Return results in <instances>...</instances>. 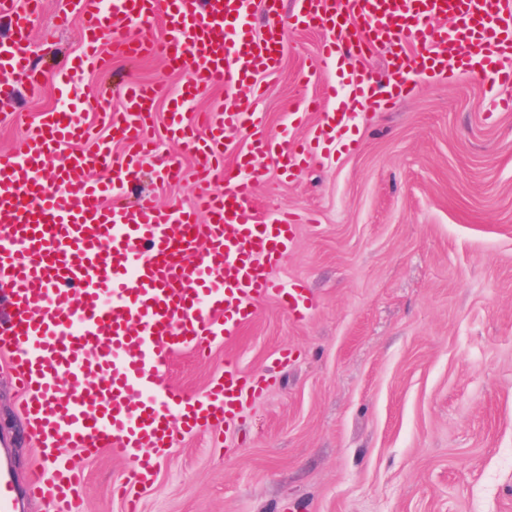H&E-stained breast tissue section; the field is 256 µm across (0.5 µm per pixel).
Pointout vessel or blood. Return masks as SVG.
Returning a JSON list of instances; mask_svg holds the SVG:
<instances>
[{"mask_svg":"<svg viewBox=\"0 0 512 512\" xmlns=\"http://www.w3.org/2000/svg\"><path fill=\"white\" fill-rule=\"evenodd\" d=\"M255 0H66L58 26L78 17L84 52L63 66L53 86L66 109L42 112L21 147L0 152V288L10 315L0 321V353L23 392L28 429L40 441L49 479L33 475L26 492L52 498L58 512H86L83 477L65 451L93 456L109 450L128 465L135 483L153 484L156 466L178 436L215 426L225 441L237 436L242 408L268 384L269 373L244 371L225 356L224 371L198 393L163 385L170 357L188 350L209 353L251 322L259 301L277 296L291 317L305 318L311 303L303 285L284 288L271 276L296 242L289 212L267 217L250 204L266 175L265 157L281 160L284 176L306 166L320 148L353 125L350 112H329L335 84L322 88L306 111L321 121L311 138L294 143L268 136L262 113L242 104L200 111L196 98L216 87H262L258 74L277 68L285 27L270 15L252 40L239 38L238 23ZM41 0H0L10 34L0 40V95L35 90L42 80L32 58L29 24ZM164 21L160 33L127 34L120 24ZM294 20L323 28L320 57L340 70L362 107L392 103L412 93L426 69L447 71L449 61L498 66L512 55V0H295ZM450 19L456 34L443 37L432 23ZM109 48H102L104 35ZM380 43L409 45L398 56L391 88L379 92L355 53ZM191 58L184 88L129 81L121 108L101 113L110 137H95L85 113L96 108L94 91L78 92L89 67L112 55ZM167 99L168 133L197 162L195 199L161 209L146 196L129 199L153 154V109ZM249 131L250 148L238 158L239 174L224 172V132ZM126 151L114 157L113 142ZM63 163L49 159L61 147ZM224 191H210L216 173Z\"/></svg>","mask_w":512,"mask_h":512,"instance_id":"vessel-or-blood-1","label":"vessel or blood"}]
</instances>
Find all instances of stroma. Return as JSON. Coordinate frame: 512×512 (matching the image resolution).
<instances>
[{
	"label": "stroma",
	"mask_w": 512,
	"mask_h": 512,
	"mask_svg": "<svg viewBox=\"0 0 512 512\" xmlns=\"http://www.w3.org/2000/svg\"><path fill=\"white\" fill-rule=\"evenodd\" d=\"M62 0H44L30 29L41 75L80 53L78 25L55 28ZM287 50L266 89L202 95L197 106L253 104L270 135L305 138L292 123L312 80L323 29L287 28ZM188 69L159 59L114 60L85 83L105 87L99 105H120L118 85L134 76L180 86ZM512 96L496 69L464 67L422 78L394 104L358 108L349 92L328 104L357 124L293 177L277 158L251 204L281 209L298 226L295 247L276 270L303 283L311 309L301 320L278 299L208 359L175 355L166 383L201 391L233 355L256 372L281 350L293 357L244 410L232 452L224 430L178 438L153 485L133 487L140 512H512ZM56 104L51 84L0 100V151L19 148L27 122ZM166 103L154 116L153 165L139 185L161 206L189 204L197 182L191 158L175 183L155 168L178 155L165 132ZM18 485L42 468L26 431L20 393L0 365V453ZM84 475L87 512H125L114 485L123 461L101 451H66Z\"/></svg>",
	"instance_id": "35a3bbf8"
}]
</instances>
